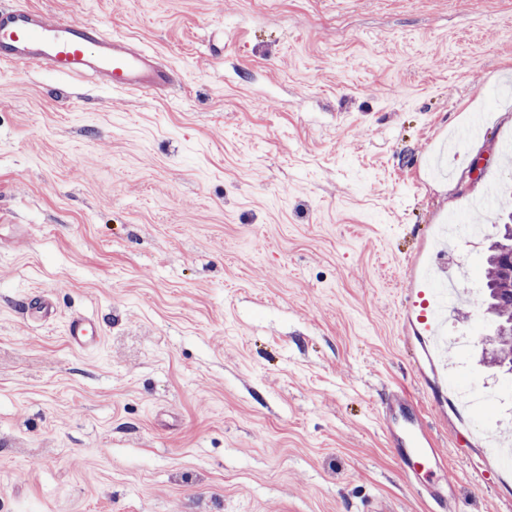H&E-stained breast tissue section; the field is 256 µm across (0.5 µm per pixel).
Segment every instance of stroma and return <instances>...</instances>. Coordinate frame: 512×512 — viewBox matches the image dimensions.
Here are the masks:
<instances>
[{"mask_svg": "<svg viewBox=\"0 0 512 512\" xmlns=\"http://www.w3.org/2000/svg\"><path fill=\"white\" fill-rule=\"evenodd\" d=\"M19 6L171 80L0 66V512H441L387 445L391 391L438 442L436 488L512 512L485 317L449 312L431 360L403 312L431 264L481 286L495 212L435 246L512 186V0ZM96 327L83 316H72L66 326V339L75 349L93 347L99 339Z\"/></svg>", "mask_w": 512, "mask_h": 512, "instance_id": "stroma-1", "label": "stroma"}]
</instances>
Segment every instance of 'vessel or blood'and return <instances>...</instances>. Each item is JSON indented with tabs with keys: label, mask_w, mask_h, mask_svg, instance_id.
Returning a JSON list of instances; mask_svg holds the SVG:
<instances>
[{
	"label": "vessel or blood",
	"mask_w": 512,
	"mask_h": 512,
	"mask_svg": "<svg viewBox=\"0 0 512 512\" xmlns=\"http://www.w3.org/2000/svg\"><path fill=\"white\" fill-rule=\"evenodd\" d=\"M0 64L47 65L62 77L92 72L114 90L151 91L168 84L167 71L153 67L148 54L131 51L127 42L96 26L51 19L26 7L0 10ZM433 291L409 289L408 312L421 326L426 349L438 348L441 324L430 314ZM71 347L86 349L98 339L95 326L83 316L66 326ZM390 447L400 455L406 478L424 487L440 456L437 443L423 424L415 402L406 394L391 395L380 416Z\"/></svg>",
	"instance_id": "1"
}]
</instances>
